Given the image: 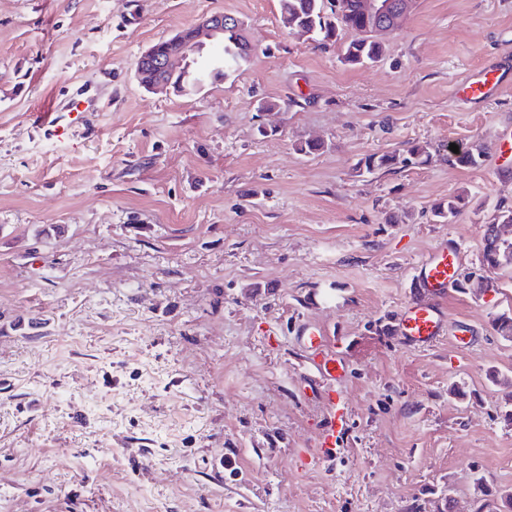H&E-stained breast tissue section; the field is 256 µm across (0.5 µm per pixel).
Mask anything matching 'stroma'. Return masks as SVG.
Here are the masks:
<instances>
[{"label": "stroma", "mask_w": 512, "mask_h": 512, "mask_svg": "<svg viewBox=\"0 0 512 512\" xmlns=\"http://www.w3.org/2000/svg\"><path fill=\"white\" fill-rule=\"evenodd\" d=\"M221 12L251 46L237 71L139 84L143 51ZM358 37L319 45L279 0H0V512H475L512 493V339L493 328L512 271L480 287L484 227L512 207L489 158L512 88L454 98L512 61V0H415L352 67ZM84 91L103 107L68 137L32 129ZM415 143L428 162L359 168ZM441 243L461 268L448 333L409 349L392 320ZM303 321L349 367L329 464L302 462L327 423ZM383 54V44L376 38H364L345 46L344 62L349 66L363 65L378 61ZM506 65V63H504ZM504 65L485 66L469 80L456 85L455 96L462 103H487L496 99L503 88Z\"/></svg>", "instance_id": "obj_1"}]
</instances>
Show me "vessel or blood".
<instances>
[{
	"label": "vessel or blood",
	"mask_w": 512,
	"mask_h": 512,
	"mask_svg": "<svg viewBox=\"0 0 512 512\" xmlns=\"http://www.w3.org/2000/svg\"><path fill=\"white\" fill-rule=\"evenodd\" d=\"M503 65H489L469 80L456 85L455 96L463 103H486L497 98L503 87ZM35 130L59 132L69 127L60 107L47 102L33 115ZM459 279L456 249L447 245L432 248L419 262L414 274L416 294L396 315L393 331L401 343L411 349H429L446 335L447 315L441 300L448 288ZM298 340L305 348L323 389L320 397L326 407L329 423L323 430L315 450L321 462H333L337 446L346 429L347 412L344 402L337 396L332 384L347 374L345 364L329 351L322 334L310 324H301Z\"/></svg>",
	"instance_id": "obj_1"
}]
</instances>
